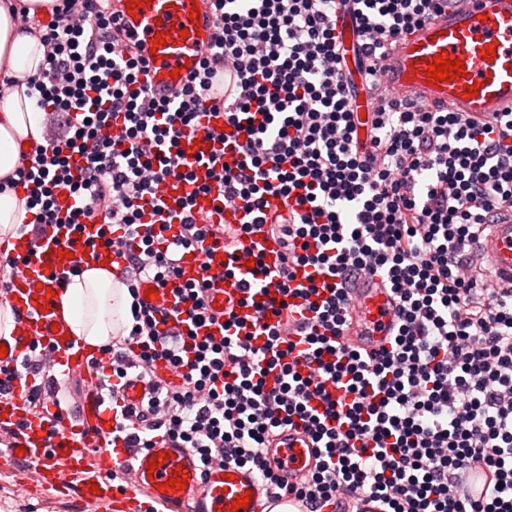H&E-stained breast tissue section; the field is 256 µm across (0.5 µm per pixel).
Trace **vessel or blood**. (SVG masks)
<instances>
[{
    "instance_id": "1",
    "label": "vessel or blood",
    "mask_w": 512,
    "mask_h": 512,
    "mask_svg": "<svg viewBox=\"0 0 512 512\" xmlns=\"http://www.w3.org/2000/svg\"><path fill=\"white\" fill-rule=\"evenodd\" d=\"M128 0H113L112 17L125 43L138 47L147 63L141 80L146 96L162 100L196 72L202 49L215 35L211 0H143L136 12H129ZM189 37H182V30ZM336 29L342 33L347 62H354L358 41L350 15L336 13ZM164 34L165 44L152 46L156 34ZM495 45L492 60L482 54ZM448 53L462 60L463 76L456 80L429 81L426 70L434 56ZM383 85L396 98L429 109L463 112L473 117H488L512 110V0H456L455 4L411 33L401 36L382 63ZM478 85L476 97L464 98L465 86ZM203 130L178 138L175 147L185 162L192 164L197 178H205L207 163L215 149H223L224 164L236 169L241 157L234 149L242 132L229 127L223 114L204 120ZM167 206L186 205L208 224L233 228L247 225L235 251H227L223 240L205 235L196 248L182 252L178 262L180 281L207 278L206 326L192 328L184 303L174 285L157 289L150 306L158 320L180 334L196 331L198 336L222 337L223 310L233 309L246 326L259 319V307L288 303L305 308L303 299L284 297L270 274L276 271L282 252L280 242L269 236L266 225L257 224L244 201L224 203L217 194L196 192L195 186L170 175L157 186ZM99 227L60 225L38 234L16 238L9 255V289L5 295L13 316L14 328L4 345L7 354L0 358V369L8 376L1 380L9 392L0 395V433L11 430L15 437L0 448V459L26 462L36 483L75 493L85 503L108 504L111 512H141L142 496L157 503L160 512H231L235 497L247 494L251 500L244 512H272L284 504L294 505L293 497L266 493L251 466L203 464L189 448L156 444L152 448H127L118 444L117 405L141 406L146 398L142 381L128 375L120 390H112L106 379L112 373L111 358H99L95 349L76 343L67 325L61 324L55 299L48 289H59L75 269L101 264L109 252L95 239ZM475 261L482 266L490 284L512 288V211L501 213L496 224L475 245ZM262 255L266 271L257 275L251 290H243L241 275L255 255ZM354 297L352 325L346 343L372 351L390 347L395 325L396 301L380 277L363 275L352 287ZM43 346L48 364L57 381L73 374L91 373L90 387L70 412L64 399L50 403L48 409L35 407L28 400L40 375L27 362L36 346ZM168 460H160V453ZM316 446L295 427L276 436L268 449L271 467L279 474H307L315 464ZM156 469H149V462ZM120 472L121 485H114L113 472ZM187 475L185 489L161 493L159 484Z\"/></svg>"
}]
</instances>
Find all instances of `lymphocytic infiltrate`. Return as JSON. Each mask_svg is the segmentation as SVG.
Masks as SVG:
<instances>
[{
    "label": "lymphocytic infiltrate",
    "instance_id": "lymphocytic-infiltrate-1",
    "mask_svg": "<svg viewBox=\"0 0 512 512\" xmlns=\"http://www.w3.org/2000/svg\"><path fill=\"white\" fill-rule=\"evenodd\" d=\"M449 2L212 0L218 36L199 71L146 109L145 64L133 47L118 49L102 0H59L42 34L45 66L30 84L51 141L9 187L26 191L33 227L99 225L102 246L124 261L133 324L102 351L120 380L124 353L139 347L138 373L152 392L140 409L121 412L126 447H151L160 434L204 462L252 466L303 512H359L366 496L386 512H512V289L491 287L469 254L499 210L512 209V112L475 119L387 95L359 120L336 32V12L346 10L369 92L392 40ZM226 61L239 82L217 97L212 86ZM217 109L243 129L234 144L243 161L231 171L213 156L197 188L245 201L267 225L283 244L278 286L307 299L310 315L299 321L293 309H276L246 335L232 317L222 340L190 344L159 329L138 284L178 277L176 251L204 233L231 248L241 232L206 231L183 213L162 250L142 218L145 206L163 208L155 189L179 170L176 139ZM116 121L118 140L108 133ZM75 153L85 160L76 176ZM62 185L76 200L66 213L54 194ZM274 197L294 204L271 210ZM300 266L311 272L296 289ZM366 272L397 300L398 329L385 351L340 342L351 324L350 287ZM160 359L181 371V384L156 375ZM302 360L310 373L299 370ZM334 387L346 400L333 399ZM298 422L317 445L316 463L291 482L269 466L266 448ZM474 464L492 475L478 500L467 493Z\"/></svg>",
    "mask_w": 512,
    "mask_h": 512
}]
</instances>
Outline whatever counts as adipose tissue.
<instances>
[{"label": "adipose tissue", "mask_w": 512, "mask_h": 512, "mask_svg": "<svg viewBox=\"0 0 512 512\" xmlns=\"http://www.w3.org/2000/svg\"><path fill=\"white\" fill-rule=\"evenodd\" d=\"M57 0H0V77L12 88L0 101V182L19 169L25 144L43 143L42 122L34 98L28 96L27 83L37 77L47 48L39 30L21 34L16 30L14 11L25 7L30 18L51 15ZM25 192H0V242H11L16 229L29 221ZM58 301L72 335L90 346L108 343L119 324L131 323L132 298L111 269L87 268L66 288L60 289Z\"/></svg>", "instance_id": "adipose-tissue-1"}]
</instances>
